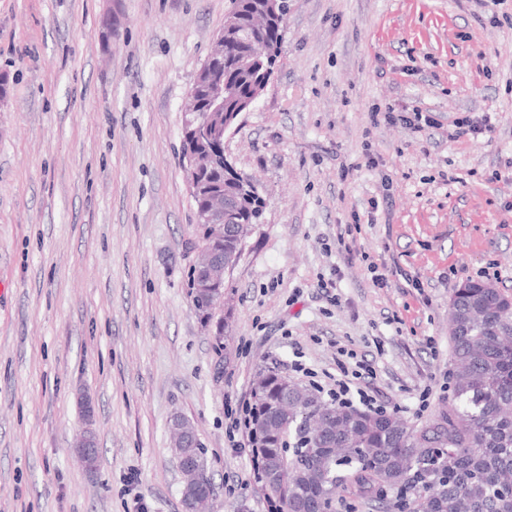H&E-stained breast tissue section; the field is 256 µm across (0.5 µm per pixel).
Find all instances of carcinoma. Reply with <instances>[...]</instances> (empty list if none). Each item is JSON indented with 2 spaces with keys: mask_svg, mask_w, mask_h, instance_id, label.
Listing matches in <instances>:
<instances>
[{
  "mask_svg": "<svg viewBox=\"0 0 512 512\" xmlns=\"http://www.w3.org/2000/svg\"><path fill=\"white\" fill-rule=\"evenodd\" d=\"M265 0H231L237 20L224 29L226 56L200 71L193 86L205 121L216 135L256 82L274 70L284 12L261 28L252 15ZM195 213L211 197L239 201L224 233L198 225L202 249L235 264L249 225L260 221L264 199L224 171L215 142L190 141ZM193 302L210 322L224 296L225 278L196 262ZM453 388L448 411L417 431L391 413H366L322 402L268 371L253 388L251 436L261 448L265 485L284 512H331L340 493L393 498L414 491L409 512H512V300L484 281L456 290L448 311Z\"/></svg>",
  "mask_w": 512,
  "mask_h": 512,
  "instance_id": "carcinoma-1",
  "label": "carcinoma"
}]
</instances>
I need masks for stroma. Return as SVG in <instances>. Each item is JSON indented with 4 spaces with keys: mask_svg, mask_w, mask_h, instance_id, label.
<instances>
[{
    "mask_svg": "<svg viewBox=\"0 0 512 512\" xmlns=\"http://www.w3.org/2000/svg\"><path fill=\"white\" fill-rule=\"evenodd\" d=\"M287 2L274 74L224 138L266 206L215 311L219 354L190 288L180 152L229 0H0V512H182L176 416L203 447L212 512H259L268 491L224 406L260 373L304 386L292 361L332 374L354 350L374 397L419 429L448 408L455 290L485 277L512 297V180L493 176L512 157V4L493 25L474 0ZM417 105L494 131L371 123ZM83 393L93 473L73 448ZM452 130L448 129L446 138L451 141L458 139L460 136L467 135L473 140L486 139L489 140L494 127L491 122L490 115H484L481 119H476L468 114H462L456 117L451 125Z\"/></svg>",
    "mask_w": 512,
    "mask_h": 512,
    "instance_id": "stroma-1",
    "label": "stroma"
}]
</instances>
